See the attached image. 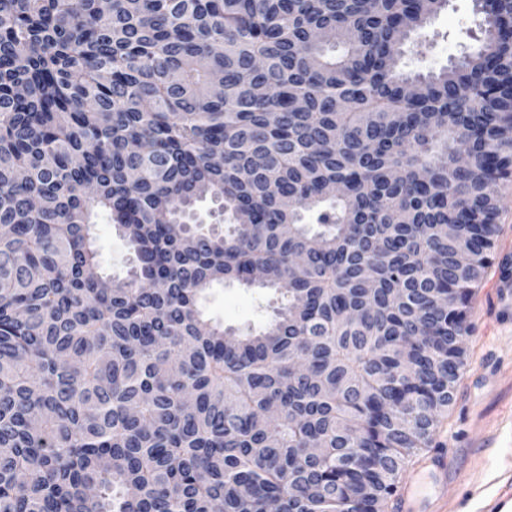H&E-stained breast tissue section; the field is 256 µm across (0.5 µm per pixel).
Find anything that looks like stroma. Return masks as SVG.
Returning a JSON list of instances; mask_svg holds the SVG:
<instances>
[{
  "instance_id": "35a3bbf8",
  "label": "stroma",
  "mask_w": 512,
  "mask_h": 512,
  "mask_svg": "<svg viewBox=\"0 0 512 512\" xmlns=\"http://www.w3.org/2000/svg\"><path fill=\"white\" fill-rule=\"evenodd\" d=\"M425 32L428 46H405L404 70H439L471 44L479 33L473 0H449ZM496 190L498 233L470 302L473 332L464 342L465 367L430 449L447 456L451 467L441 501L445 512H468L492 471L512 457V450L494 443L512 422V271L502 268L503 261L512 262V176L500 180ZM94 233L102 274L124 281L131 266L126 242L104 222L95 225ZM278 304L273 290L237 283L216 286L202 301L210 318L239 334L262 330Z\"/></svg>"
}]
</instances>
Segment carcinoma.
Returning a JSON list of instances; mask_svg holds the SVG:
<instances>
[{
    "label": "carcinoma",
    "instance_id": "cac0c4a2",
    "mask_svg": "<svg viewBox=\"0 0 512 512\" xmlns=\"http://www.w3.org/2000/svg\"><path fill=\"white\" fill-rule=\"evenodd\" d=\"M447 6L0 0V512H384L512 167V0L399 66ZM101 220L133 250L109 288ZM257 269L280 304L227 353L200 299ZM474 0H449L447 8L432 17L425 27L429 45L408 43L403 49L401 66L409 72L438 71L450 58L459 56L472 37L479 35V17Z\"/></svg>",
    "mask_w": 512,
    "mask_h": 512
}]
</instances>
